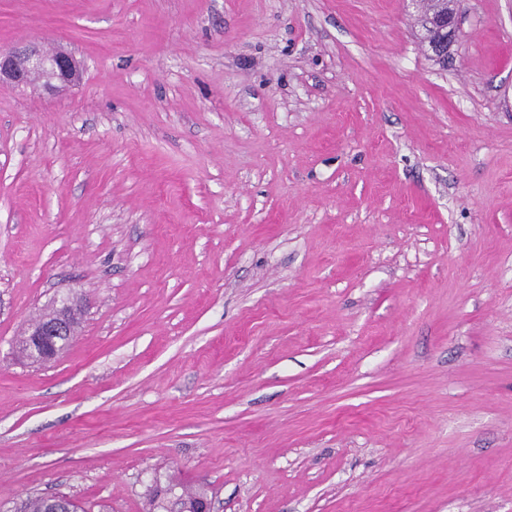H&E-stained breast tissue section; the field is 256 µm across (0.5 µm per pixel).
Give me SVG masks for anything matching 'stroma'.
<instances>
[{
    "instance_id": "1",
    "label": "stroma",
    "mask_w": 512,
    "mask_h": 512,
    "mask_svg": "<svg viewBox=\"0 0 512 512\" xmlns=\"http://www.w3.org/2000/svg\"><path fill=\"white\" fill-rule=\"evenodd\" d=\"M415 15L0 0L84 65L0 86V512H512V0ZM422 9L418 18L423 32L422 42L427 43L429 48L431 45L439 42L443 35L435 26L433 19L440 13L450 10L448 15H443L436 20V24L448 35V46L453 42L456 36V1L454 0H422ZM425 2H427L425 4ZM70 308V303L63 299L59 308H56V314L53 318L44 321H35L29 325L28 331L24 336H27V341L23 339L24 346L29 349L30 356L22 349L33 361L39 364H46L56 358L57 351L45 353L39 352L30 341V336H71L69 329L67 314ZM23 336V337H24ZM22 337V338H23ZM171 486V483H168L162 487L161 484L155 482L148 494L149 512H197L195 509L204 506V492L188 489L185 499L171 500L169 497ZM201 512H210L207 501L206 507L202 508ZM75 501L64 496H34L30 497L24 504L21 512H78L74 511Z\"/></svg>"
}]
</instances>
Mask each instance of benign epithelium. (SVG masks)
<instances>
[{"instance_id": "obj_1", "label": "benign epithelium", "mask_w": 512, "mask_h": 512, "mask_svg": "<svg viewBox=\"0 0 512 512\" xmlns=\"http://www.w3.org/2000/svg\"><path fill=\"white\" fill-rule=\"evenodd\" d=\"M44 77V87L50 91L78 85L83 76V64L74 53L63 48L45 50L39 46H12L0 50V85L27 86ZM70 303L62 300L53 318L29 325L26 336L71 335L67 314Z\"/></svg>"}]
</instances>
